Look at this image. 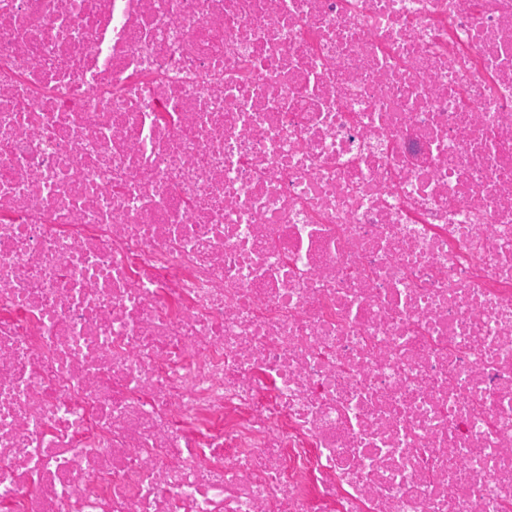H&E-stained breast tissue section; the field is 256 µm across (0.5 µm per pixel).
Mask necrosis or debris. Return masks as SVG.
<instances>
[{
    "label": "necrosis or debris",
    "instance_id": "1",
    "mask_svg": "<svg viewBox=\"0 0 512 512\" xmlns=\"http://www.w3.org/2000/svg\"><path fill=\"white\" fill-rule=\"evenodd\" d=\"M0 512H512V0H0Z\"/></svg>",
    "mask_w": 512,
    "mask_h": 512
}]
</instances>
